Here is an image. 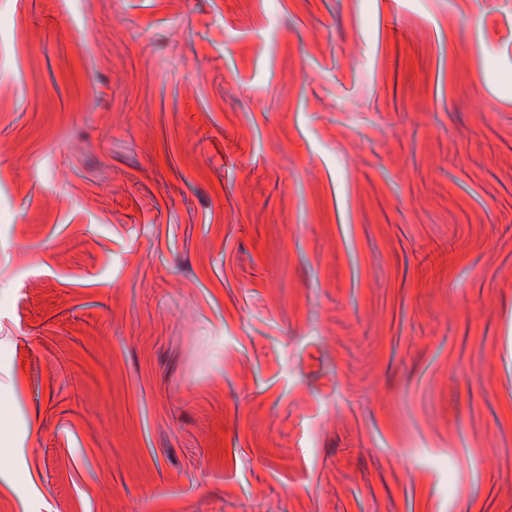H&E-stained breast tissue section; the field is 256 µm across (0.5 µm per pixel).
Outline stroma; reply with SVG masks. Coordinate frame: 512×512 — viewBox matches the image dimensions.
<instances>
[{
	"mask_svg": "<svg viewBox=\"0 0 512 512\" xmlns=\"http://www.w3.org/2000/svg\"><path fill=\"white\" fill-rule=\"evenodd\" d=\"M0 512H512V0H0Z\"/></svg>",
	"mask_w": 512,
	"mask_h": 512,
	"instance_id": "1",
	"label": "stroma"
}]
</instances>
